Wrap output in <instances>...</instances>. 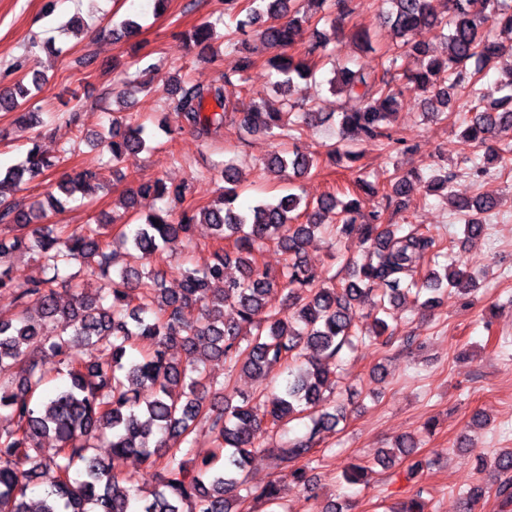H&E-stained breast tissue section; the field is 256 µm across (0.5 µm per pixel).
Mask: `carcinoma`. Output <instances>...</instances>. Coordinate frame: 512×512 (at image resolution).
<instances>
[{
    "label": "carcinoma",
    "instance_id": "cac0c4a2",
    "mask_svg": "<svg viewBox=\"0 0 512 512\" xmlns=\"http://www.w3.org/2000/svg\"><path fill=\"white\" fill-rule=\"evenodd\" d=\"M235 8L224 23L225 42L247 48L250 38L279 50L270 61L278 79L271 91L282 94L284 109L275 112H234L233 99L245 83L254 61L244 56L235 73L224 74L218 86L170 84L175 111L200 138H210L229 124L239 134L257 131L285 144L316 121V103L304 93L317 84V59L332 54L327 40H317L302 52L293 53L295 32L302 22L327 20L340 24L354 13L353 0H224ZM389 5L382 18L399 38L396 51L382 60L384 72L375 68L344 66L327 80L333 94L346 99L337 116L338 133L327 154L338 162H355L362 145L380 151H408L404 140L390 130L392 116L405 98L423 112L451 114L455 93L470 102L464 146L486 145L499 157L501 170L512 171V147L489 145L501 130H512V64L504 77L485 80L504 56L512 57V6L506 0H443L439 13L433 0H382ZM497 19L494 32L482 30L486 15ZM142 25L133 18L109 20L100 33L114 40L136 36ZM422 29H433L446 41L442 58H431L415 40ZM208 50L213 24L203 21L189 35ZM475 61V69L468 63ZM397 78L386 79L391 71ZM152 67L124 77L112 89V104L126 108L135 94L150 87ZM45 75L31 72L30 86L19 81L0 94V110L25 108L28 96L43 92ZM153 130L132 116L112 109L110 126L93 134L109 158L97 169H85L57 183L60 195L48 194L50 208L59 213L75 194L90 198L105 181L104 171L125 157L152 149ZM30 138L25 159L0 168V224L11 234L0 237V291H11L21 311L0 314V411L9 424L0 427V512H233L246 500L277 504L279 485L273 478L262 486L248 482L247 467L258 449L255 432L265 427L278 435L289 423L307 418L303 434L280 439L269 449L273 470L288 476L315 493L308 468L323 432L346 420L345 409L329 406L325 392L336 385V360L356 340L394 343L397 321L394 310L413 299L432 313L453 289L468 293L477 276L460 260H448V244L430 232L393 222L383 209L365 210L361 197L347 202L329 192L307 202L295 192L278 199L237 204L240 196L233 161L224 162V192L218 202L197 211L173 213L161 207L145 222L112 239L123 249L126 262L111 266L105 224H84L68 231L48 224L43 204H21L7 193L26 180L42 176L66 158L68 150L46 155ZM318 168L317 158L297 149L277 152L265 163L271 176L293 183ZM454 174L438 171L428 185L440 191L454 214L464 221L463 235L477 240L487 230L494 208L492 197H462L451 190ZM355 191L381 195L398 211L410 202L413 173L399 170L378 188L357 174ZM192 185H168L158 179L129 190L124 206L134 208L136 198L182 201ZM194 224H208L224 247L200 264L183 271V288L172 293L163 286L167 247L190 240ZM342 239L357 234L367 246L368 260L349 262L347 276L318 280L305 259V249L315 234ZM273 245L285 255V265L272 275L260 265L261 250ZM30 254L43 261L49 275L15 283L11 258ZM95 264L103 283L94 292L85 286L74 289L73 304L61 308L57 287L78 277L76 265ZM235 264L239 275L226 273ZM214 283L222 284L218 289ZM281 294L279 306L269 302ZM57 319L63 331L45 336L41 322ZM178 347L184 360L168 357ZM83 351L75 358L74 351ZM46 355L66 362L67 381L46 391L52 381L42 359ZM222 359L225 380L206 376L204 367ZM286 374L277 390L238 396L229 391L237 371L265 374L273 367ZM265 408V418L255 413ZM208 425L217 447L216 456L191 464V434L197 425ZM52 438L56 455H43L41 439ZM108 442L115 458L134 454L154 467L158 486L138 495L131 478L94 453L96 444ZM418 448L413 436L398 439L377 459L389 468L410 460L406 474L413 480L423 469L412 458ZM49 468L54 484L35 500L37 479ZM495 494L501 505H512V448H503L495 459Z\"/></svg>",
    "mask_w": 512,
    "mask_h": 512
}]
</instances>
